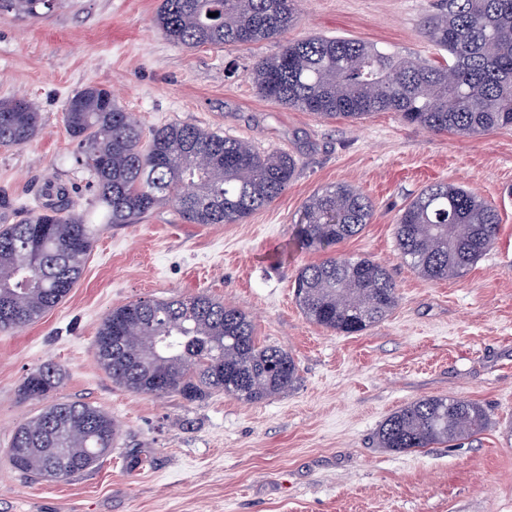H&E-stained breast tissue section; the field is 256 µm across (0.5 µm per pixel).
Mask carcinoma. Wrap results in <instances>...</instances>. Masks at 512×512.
<instances>
[{
  "label": "carcinoma",
  "mask_w": 512,
  "mask_h": 512,
  "mask_svg": "<svg viewBox=\"0 0 512 512\" xmlns=\"http://www.w3.org/2000/svg\"><path fill=\"white\" fill-rule=\"evenodd\" d=\"M56 0H0V11L35 17ZM295 0H161L155 23L170 43L248 46L277 39L296 25ZM432 45L448 53L415 61L374 43L312 35L286 41L257 61L249 79L270 102L324 119L360 120L396 112L432 132L472 137L512 127V0H437L421 23ZM63 122L78 141L77 162L93 175L94 200L108 224H132L171 207L190 224H242L277 199L297 162L278 150L190 123L154 130L148 146L133 113L112 93L87 85L68 97ZM41 131L26 98L0 101V146L21 147ZM16 224L0 227V332L31 325L62 303L79 281L92 247L90 218L73 209L68 189ZM371 199L331 185L304 205L293 244L320 250L370 223ZM495 208L462 186L435 182L400 213V259L430 281L462 276L497 238ZM295 299L313 323L346 335L382 321L396 307L395 283L368 257L329 256L299 269ZM99 364L115 384L139 395L176 393L188 402L223 391L249 402L291 389L298 369L288 351L256 342L242 311L199 294L138 300L113 308L95 336ZM61 376L54 364L28 374L30 398H44ZM484 408L456 397H427L391 414L380 447L401 452L456 442L482 432ZM112 416L80 401L58 402L14 432L11 462L36 478L65 480L110 451Z\"/></svg>",
  "instance_id": "carcinoma-1"
}]
</instances>
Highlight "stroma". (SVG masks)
I'll use <instances>...</instances> for the list:
<instances>
[{"label": "stroma", "mask_w": 512, "mask_h": 512, "mask_svg": "<svg viewBox=\"0 0 512 512\" xmlns=\"http://www.w3.org/2000/svg\"><path fill=\"white\" fill-rule=\"evenodd\" d=\"M435 0H298L284 39L341 36L433 60L419 34ZM161 0H58L20 18L0 12V100L27 96L41 133L0 147V225L36 207L47 181L76 211L94 209L90 172L62 119L86 85L110 90L144 132L191 123L293 155L283 194L242 224L186 223L172 208L133 224L97 223L82 276L64 302L0 333V512H512V127L460 138L405 124L392 112L322 119L261 99L247 73L279 42L186 49L165 40ZM465 186L493 204L494 247L462 277L431 282L398 256L394 225L427 185ZM346 183L374 204L370 224L327 252L270 257L292 244L306 200ZM366 255L393 279L398 304L382 322L343 335L310 322L294 296L299 268ZM206 294L247 314L259 343L293 355L297 385L251 403L221 392L189 403L115 385L94 353L113 307ZM62 368L48 398L25 397L37 366ZM463 397L490 423L428 448H380L377 431L417 399ZM82 401L112 415L111 453L68 480L15 469V429L49 404Z\"/></svg>", "instance_id": "stroma-1"}]
</instances>
